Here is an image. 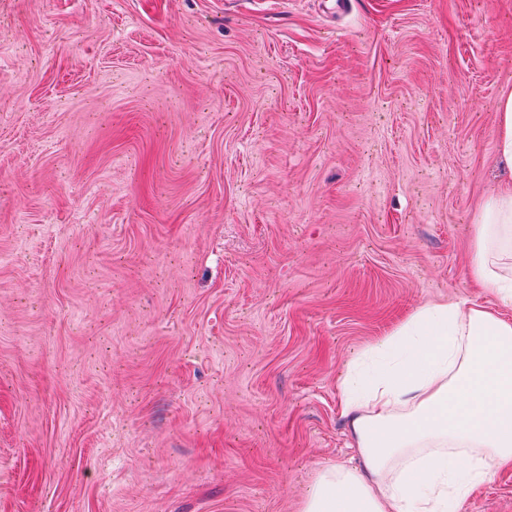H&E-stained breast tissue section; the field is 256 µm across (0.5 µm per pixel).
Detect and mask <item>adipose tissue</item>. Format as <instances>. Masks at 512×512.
<instances>
[{"instance_id":"1","label":"adipose tissue","mask_w":512,"mask_h":512,"mask_svg":"<svg viewBox=\"0 0 512 512\" xmlns=\"http://www.w3.org/2000/svg\"><path fill=\"white\" fill-rule=\"evenodd\" d=\"M473 283L512 307V181L472 219ZM361 467L319 470L300 512H455L512 462V321L455 300L425 305L339 384Z\"/></svg>"}]
</instances>
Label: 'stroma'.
Returning <instances> with one entry per match:
<instances>
[{"label": "stroma", "mask_w": 512, "mask_h": 512, "mask_svg": "<svg viewBox=\"0 0 512 512\" xmlns=\"http://www.w3.org/2000/svg\"><path fill=\"white\" fill-rule=\"evenodd\" d=\"M509 91L512 0H0V512H299L370 344L512 319ZM496 153L512 169V92L502 94L495 105ZM473 253L469 276L512 307V181L500 183L472 218Z\"/></svg>", "instance_id": "stroma-1"}]
</instances>
